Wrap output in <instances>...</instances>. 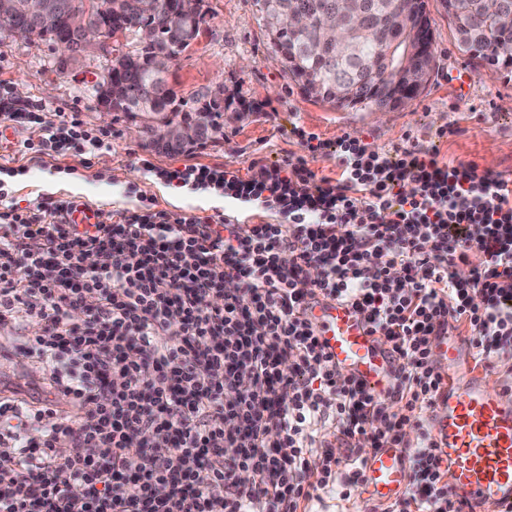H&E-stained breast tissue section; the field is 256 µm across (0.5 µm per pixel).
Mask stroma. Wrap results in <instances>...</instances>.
Masks as SVG:
<instances>
[{
	"instance_id": "35a3bbf8",
	"label": "stroma",
	"mask_w": 512,
	"mask_h": 512,
	"mask_svg": "<svg viewBox=\"0 0 512 512\" xmlns=\"http://www.w3.org/2000/svg\"><path fill=\"white\" fill-rule=\"evenodd\" d=\"M435 66L423 92L405 107L389 112L339 109L309 98L283 69L275 47L259 23L254 0H206L202 36L181 52L170 68V84L189 112L206 93L223 91L231 104L245 101L256 109L225 114L224 134L193 151L158 153L146 147L135 123L123 114L103 117L96 86L109 59L87 52L75 63L60 61L52 44L12 39L0 31V81L8 82L18 108L40 103L52 113L78 112L89 130L112 132L110 148L93 156L69 151L51 156L25 155L23 142L38 143L45 123L17 127L12 146L0 150V209H21L53 200H79L95 208L109 224L116 212L145 206L171 215H223L229 206L223 193L181 188L163 178L166 170L187 165L224 166L246 170L251 159L265 163L303 154L295 127L319 134L325 147L309 162L320 177L335 178L334 148L344 135L390 149L406 138L436 148L444 161L471 162L479 170L512 179V73L491 72L463 55L439 0H427ZM456 128L438 138L444 125ZM37 321L0 331V390L26 402L53 400L64 408L68 396L45 384L47 368L19 352Z\"/></svg>"
}]
</instances>
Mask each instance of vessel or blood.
<instances>
[{
  "mask_svg": "<svg viewBox=\"0 0 512 512\" xmlns=\"http://www.w3.org/2000/svg\"><path fill=\"white\" fill-rule=\"evenodd\" d=\"M309 317L341 374L374 394L387 392L396 361L370 334L363 315L321 298L311 304ZM435 355L445 361L448 379L432 402L429 427L448 470V491L470 507L512 512V402L505 401L486 367L473 364L460 337H439ZM407 481L406 449L379 448L366 460L362 494L384 503Z\"/></svg>",
  "mask_w": 512,
  "mask_h": 512,
  "instance_id": "1",
  "label": "vessel or blood"
}]
</instances>
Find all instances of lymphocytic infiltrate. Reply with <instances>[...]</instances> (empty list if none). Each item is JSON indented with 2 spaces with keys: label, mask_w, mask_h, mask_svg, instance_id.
Segmentation results:
<instances>
[{
  "label": "lymphocytic infiltrate",
  "mask_w": 512,
  "mask_h": 512,
  "mask_svg": "<svg viewBox=\"0 0 512 512\" xmlns=\"http://www.w3.org/2000/svg\"><path fill=\"white\" fill-rule=\"evenodd\" d=\"M296 134L303 154L252 160L244 176L208 166L165 174L261 204L282 224L149 208L74 224L73 200L0 212V326L37 319L24 354L69 398L60 409L0 395V512H298L318 490L350 500L364 482L358 444L403 446L408 426L419 441L407 489L383 512H460L421 413L442 385L433 344L451 321L468 327L479 358H512V180L442 162L413 139L385 150L348 136L336 144L335 178H320L309 158L323 141ZM111 144V132L72 114L37 151ZM88 252L97 268L83 266ZM311 266L319 278L308 279ZM318 295L350 304L390 347L387 395L337 371L306 316ZM326 424L347 461L317 444Z\"/></svg>",
  "instance_id": "f902f5d3"
}]
</instances>
